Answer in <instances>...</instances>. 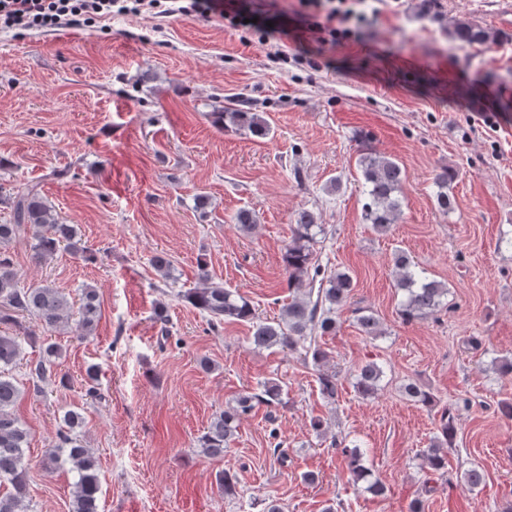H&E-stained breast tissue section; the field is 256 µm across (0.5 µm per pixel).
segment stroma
<instances>
[{
  "mask_svg": "<svg viewBox=\"0 0 512 512\" xmlns=\"http://www.w3.org/2000/svg\"><path fill=\"white\" fill-rule=\"evenodd\" d=\"M385 0L361 41L326 47L319 69L267 57L257 36L216 17L168 21L115 18L93 27L0 31V193L36 184L59 220L79 227L95 255L67 250L36 259L28 238L11 248L20 285H52L71 301L96 288L101 318L93 334L22 339L13 375L42 344L62 348L58 372L69 383L27 385L17 414L28 430L25 462L30 512H69L75 474L51 465L47 450L67 409L81 411L80 437L100 465V512H262L266 499L285 512H504L512 505V29L503 0ZM461 20L494 40L449 52L448 26ZM256 112L269 133L256 137L214 126L210 112ZM404 169L401 214L387 234L362 218L359 139ZM457 170L455 204L441 212L434 178ZM67 170L62 180L52 171ZM206 195L205 210L194 207ZM252 210L255 230L232 218ZM314 212L326 235L321 265L349 272L354 288L336 313L331 352L338 397L320 396L317 371L300 352L258 348L252 327L212 332L204 314L178 297L196 287L198 269L249 297L260 318L289 301L281 261L298 210ZM406 251L448 289L437 317L404 323L393 253ZM166 255L164 281L150 260ZM165 303L170 337L153 310ZM380 321L377 337L359 331L357 311ZM212 371H203L201 359ZM382 366L376 395L353 388L352 372ZM100 367L102 399L87 393L88 365ZM273 378L287 408L267 418L258 406L243 419L223 458L204 457L198 436L244 390ZM417 380L434 401L400 391ZM457 434L449 480L423 468L420 453L445 408ZM320 418L324 431L311 422ZM360 443L365 464L386 487L355 492L333 438ZM283 441L288 457L269 453ZM479 464L484 487L462 474ZM238 478L224 496L217 476ZM314 474V482L303 479Z\"/></svg>",
  "mask_w": 512,
  "mask_h": 512,
  "instance_id": "1",
  "label": "stroma"
}]
</instances>
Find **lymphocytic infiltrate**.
I'll return each instance as SVG.
<instances>
[{
  "label": "lymphocytic infiltrate",
  "mask_w": 512,
  "mask_h": 512,
  "mask_svg": "<svg viewBox=\"0 0 512 512\" xmlns=\"http://www.w3.org/2000/svg\"><path fill=\"white\" fill-rule=\"evenodd\" d=\"M365 0H298L293 15L305 35L319 44L358 36L372 27L378 10H366ZM201 15L229 20L268 37L271 22L287 23L289 15L280 0H0V31L22 33L96 23L115 16H145L163 20Z\"/></svg>",
  "instance_id": "f902f5d3"
}]
</instances>
